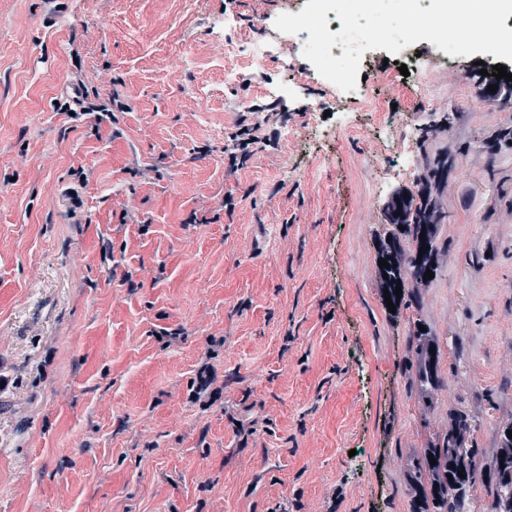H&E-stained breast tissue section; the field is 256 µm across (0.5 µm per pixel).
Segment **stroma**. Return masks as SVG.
Segmentation results:
<instances>
[{
  "instance_id": "stroma-1",
  "label": "stroma",
  "mask_w": 512,
  "mask_h": 512,
  "mask_svg": "<svg viewBox=\"0 0 512 512\" xmlns=\"http://www.w3.org/2000/svg\"><path fill=\"white\" fill-rule=\"evenodd\" d=\"M302 8L68 0L50 24L45 0H0V512H410L402 461L452 408L494 455L512 423V97L488 96L483 54L445 61L423 40L437 94L422 100L378 49L384 83L334 101L356 118L326 141L308 107L333 93L299 57L275 70L298 97L229 170L260 88L225 82L213 22ZM76 71L90 96L73 119ZM421 109L415 166L388 176L379 115ZM441 153L442 256L419 316L448 387L427 417L374 235L388 192L421 189Z\"/></svg>"
}]
</instances>
